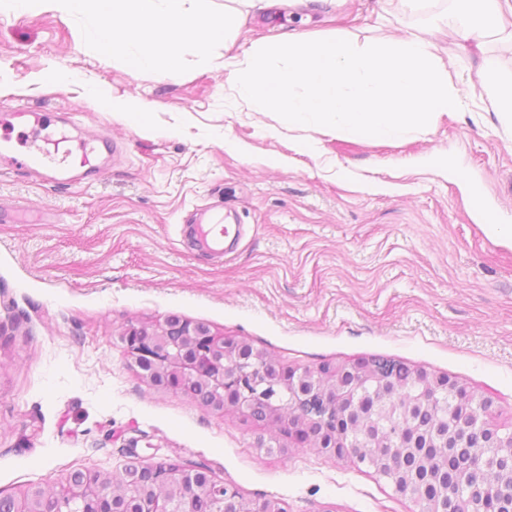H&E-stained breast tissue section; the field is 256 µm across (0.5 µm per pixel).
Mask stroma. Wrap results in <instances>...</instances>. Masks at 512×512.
<instances>
[{
    "label": "stroma",
    "instance_id": "obj_1",
    "mask_svg": "<svg viewBox=\"0 0 512 512\" xmlns=\"http://www.w3.org/2000/svg\"><path fill=\"white\" fill-rule=\"evenodd\" d=\"M445 0H347L249 14L233 55L293 32L358 42L427 32L467 106L399 141L282 127L242 99L224 51L183 74L130 72L78 48L73 16L0 14V144L24 159L31 130L4 116L48 113L72 138L108 140L91 178L0 169V491L75 470L115 477L129 453L205 468L286 512H420L364 466L309 446L255 448L265 429L150 385L120 338L177 316L266 350L283 365L385 356L457 377L512 422V248L466 204L476 187L512 225V134L436 24ZM146 100L147 117L112 101ZM212 210L244 236L224 257L193 246Z\"/></svg>",
    "mask_w": 512,
    "mask_h": 512
}]
</instances>
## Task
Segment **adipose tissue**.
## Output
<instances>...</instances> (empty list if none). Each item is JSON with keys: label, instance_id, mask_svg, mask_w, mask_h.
Returning <instances> with one entry per match:
<instances>
[{"label": "adipose tissue", "instance_id": "adipose-tissue-1", "mask_svg": "<svg viewBox=\"0 0 512 512\" xmlns=\"http://www.w3.org/2000/svg\"><path fill=\"white\" fill-rule=\"evenodd\" d=\"M460 10L444 12L440 21L458 33L463 46H481L494 33L505 32V18L512 15V0H461ZM476 80L503 125L512 129V74H506L495 58L482 57Z\"/></svg>", "mask_w": 512, "mask_h": 512}]
</instances>
